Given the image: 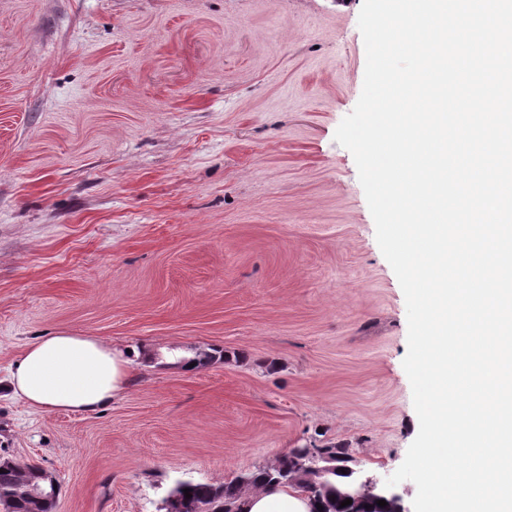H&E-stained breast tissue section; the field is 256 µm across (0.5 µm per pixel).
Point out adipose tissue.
I'll return each mask as SVG.
<instances>
[{
    "mask_svg": "<svg viewBox=\"0 0 512 512\" xmlns=\"http://www.w3.org/2000/svg\"><path fill=\"white\" fill-rule=\"evenodd\" d=\"M129 353L94 336L53 332L29 342L13 363L6 389L43 410L88 413L121 397L129 385ZM245 512H310L297 489L278 487L247 493Z\"/></svg>",
    "mask_w": 512,
    "mask_h": 512,
    "instance_id": "ef3b65f1",
    "label": "adipose tissue"
}]
</instances>
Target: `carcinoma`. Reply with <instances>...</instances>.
<instances>
[{
    "mask_svg": "<svg viewBox=\"0 0 512 512\" xmlns=\"http://www.w3.org/2000/svg\"><path fill=\"white\" fill-rule=\"evenodd\" d=\"M230 356L220 348L205 351L195 359L197 366L204 367L215 361L227 362ZM321 453L333 460L334 470L325 478L321 489L311 487L305 473L295 468L293 453L283 455L267 467L250 470L249 480L241 483L236 479L229 482L180 481L175 487V512H242L241 502L245 492L262 486L281 483L307 493L315 509L313 512H396V505L387 501L380 507L377 498L366 497L345 507L341 502L347 499L346 488L350 484L348 475L342 469H350L353 457L349 446L343 443L327 442L319 446ZM32 481V468L20 466L10 460L0 461V512H54L53 497L37 498L28 494ZM190 490L186 498L184 490Z\"/></svg>",
    "mask_w": 512,
    "mask_h": 512,
    "instance_id": "obj_1",
    "label": "carcinoma"
}]
</instances>
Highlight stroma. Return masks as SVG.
<instances>
[{
    "instance_id": "1",
    "label": "stroma",
    "mask_w": 512,
    "mask_h": 512,
    "mask_svg": "<svg viewBox=\"0 0 512 512\" xmlns=\"http://www.w3.org/2000/svg\"><path fill=\"white\" fill-rule=\"evenodd\" d=\"M362 5L0 0V384L58 330L135 353L93 413L0 387V459L54 473L56 512H162L329 441L404 461L406 301L335 140ZM214 346L244 359L184 369Z\"/></svg>"
}]
</instances>
